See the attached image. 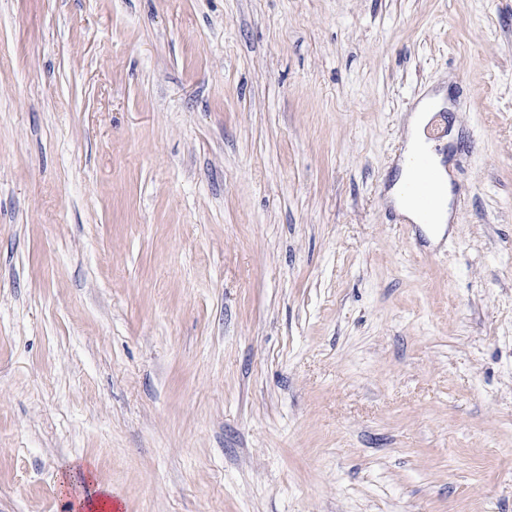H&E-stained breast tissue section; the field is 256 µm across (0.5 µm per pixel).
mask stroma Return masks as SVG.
Listing matches in <instances>:
<instances>
[{"mask_svg": "<svg viewBox=\"0 0 512 512\" xmlns=\"http://www.w3.org/2000/svg\"><path fill=\"white\" fill-rule=\"evenodd\" d=\"M447 87L455 222L385 196ZM512 512V0H0V512ZM61 486L66 492L76 488L74 512H112V492L98 483L95 467L91 462H83L74 470L61 476ZM88 487V492L83 488Z\"/></svg>", "mask_w": 512, "mask_h": 512, "instance_id": "obj_1", "label": "stroma"}]
</instances>
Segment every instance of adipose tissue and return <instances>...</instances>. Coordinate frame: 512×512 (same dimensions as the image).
Masks as SVG:
<instances>
[{
  "mask_svg": "<svg viewBox=\"0 0 512 512\" xmlns=\"http://www.w3.org/2000/svg\"><path fill=\"white\" fill-rule=\"evenodd\" d=\"M444 93H433L419 101L407 118L403 133V150L398 161L399 174L387 193V200L407 221L420 223L417 204L405 196L404 184L408 178L410 159L421 152H430L425 131L436 108L442 107ZM61 486L74 494L75 512H112V492L98 483L95 467L85 462L61 477Z\"/></svg>",
  "mask_w": 512,
  "mask_h": 512,
  "instance_id": "1",
  "label": "adipose tissue"
}]
</instances>
